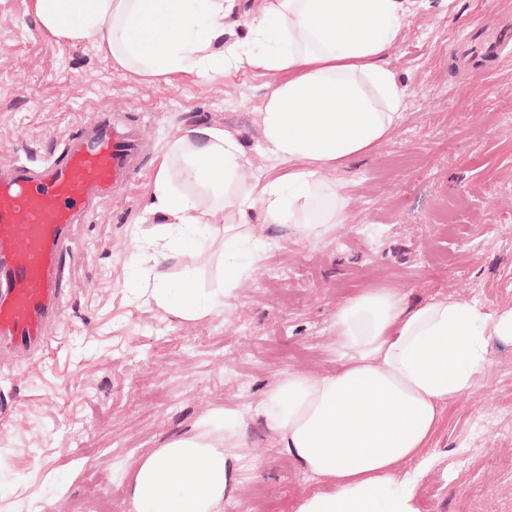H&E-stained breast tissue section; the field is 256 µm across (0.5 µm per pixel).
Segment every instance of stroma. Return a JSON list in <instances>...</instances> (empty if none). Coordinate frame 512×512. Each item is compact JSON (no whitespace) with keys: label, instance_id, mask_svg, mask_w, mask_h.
Returning a JSON list of instances; mask_svg holds the SVG:
<instances>
[{"label":"stroma","instance_id":"1","mask_svg":"<svg viewBox=\"0 0 512 512\" xmlns=\"http://www.w3.org/2000/svg\"><path fill=\"white\" fill-rule=\"evenodd\" d=\"M512 18V0H415L385 63L404 90L392 135L355 161L320 170L348 198L344 229L313 245L254 221L264 256L229 306L194 321L136 299L150 277L138 227L159 160L183 129L236 134L249 178L287 175L265 150L261 112L275 76L239 70L168 82L115 71L92 42L49 34L31 0H0V166L41 162L102 112L140 126L144 171L124 194L78 225L79 258L54 350L0 370V512H132L127 475L140 457L214 410L243 420L239 499L224 512H293L313 489L281 457L250 407L280 373L335 372L337 306L363 288H393L409 303L452 297L512 308V55L487 73H460L456 37L488 18ZM287 272L274 278L271 267ZM221 284L209 229L162 267ZM85 424L77 439L72 426ZM421 512H512V337L494 338L473 389L446 406L426 449Z\"/></svg>","mask_w":512,"mask_h":512}]
</instances>
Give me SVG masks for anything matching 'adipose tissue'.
<instances>
[{
    "label": "adipose tissue",
    "instance_id": "1",
    "mask_svg": "<svg viewBox=\"0 0 512 512\" xmlns=\"http://www.w3.org/2000/svg\"><path fill=\"white\" fill-rule=\"evenodd\" d=\"M31 2L53 37L92 41L122 73L278 76L262 124L269 151L296 168L289 182L245 180L246 150L216 126L185 129L158 165L149 208L163 221L144 250L165 259L200 225L224 231L223 291L202 294L186 278L141 292L184 320L212 314L248 279L238 256L252 242L251 212L312 244L340 230L347 201L319 170L369 152L401 117L404 91L381 59L409 0H260L243 41L224 33L230 0ZM331 327L336 372L282 374L251 411L297 472L322 484L294 512H420L426 445L444 407L472 390L492 339L512 336V309L451 297L413 305L367 288L337 308ZM241 429L234 413L214 411L141 458L129 484L134 512H223L239 486ZM408 461L414 470H403Z\"/></svg>",
    "mask_w": 512,
    "mask_h": 512
}]
</instances>
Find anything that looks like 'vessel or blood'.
<instances>
[{
    "instance_id": "vessel-or-blood-1",
    "label": "vessel or blood",
    "mask_w": 512,
    "mask_h": 512,
    "mask_svg": "<svg viewBox=\"0 0 512 512\" xmlns=\"http://www.w3.org/2000/svg\"><path fill=\"white\" fill-rule=\"evenodd\" d=\"M456 68L491 69L512 50V21H483L456 40ZM136 131L102 115L79 124L45 161L0 167V361L42 356L67 293L76 260L74 219L139 174Z\"/></svg>"
}]
</instances>
